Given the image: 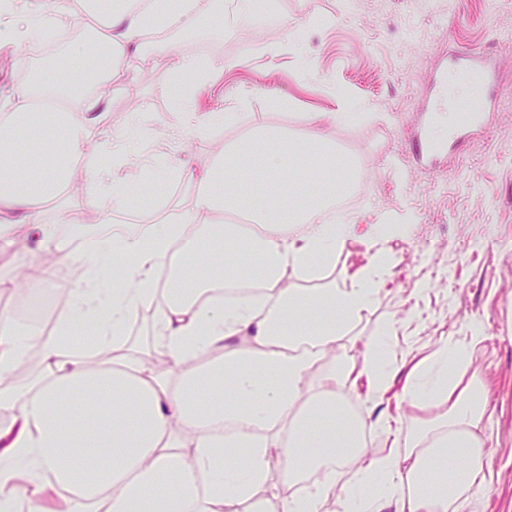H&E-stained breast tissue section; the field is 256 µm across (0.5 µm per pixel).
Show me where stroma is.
<instances>
[{
	"instance_id": "obj_1",
	"label": "stroma",
	"mask_w": 512,
	"mask_h": 512,
	"mask_svg": "<svg viewBox=\"0 0 512 512\" xmlns=\"http://www.w3.org/2000/svg\"><path fill=\"white\" fill-rule=\"evenodd\" d=\"M66 21L48 43L0 57V95L30 82L50 57L89 41L106 29L77 0H48ZM250 17L224 9L222 32L196 24L159 28L143 38L131 77L120 92H106L102 129L133 131L141 150L115 169L137 179L141 191L132 208L147 224L183 219L199 204L197 187L184 183V168L202 172L228 145L257 128L299 134L311 112H346L342 125L324 135L336 156L351 163L363 202L350 210L356 230L336 257L335 268L309 289L342 282L366 267L373 251V224H400L388 241L391 281L375 304L338 343L361 360L366 346L380 342L430 355L446 335L465 336L481 326L484 341L472 366L454 369L467 381L473 369L491 382L496 410L486 420L487 462L496 478L485 491L486 512H512V0H272ZM192 57L223 62L224 81L196 86L197 111L221 108L237 121L209 132L189 128L165 89L171 81L170 47ZM494 52L499 63L496 108L487 129L435 166L417 164L412 132L422 119L433 73L456 47ZM136 126H129L130 112ZM85 169L73 188L50 200L43 223L57 237L89 224L84 244L100 237L103 215L93 214L81 195ZM49 249L33 231L0 238V314L15 316L25 290H71L80 278L82 247L71 248L65 273L38 280L31 270Z\"/></svg>"
}]
</instances>
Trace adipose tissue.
Segmentation results:
<instances>
[{"label":"adipose tissue","mask_w":512,"mask_h":512,"mask_svg":"<svg viewBox=\"0 0 512 512\" xmlns=\"http://www.w3.org/2000/svg\"><path fill=\"white\" fill-rule=\"evenodd\" d=\"M86 8L108 27L94 47V72L85 73L84 52L75 49L0 100V211L35 225L59 265L71 256L42 214L68 181L72 153L94 137L119 158L135 144L123 132L98 136L105 99L83 88L92 81L118 90L132 68L128 48L153 23L152 0H86ZM62 24L47 0H6L0 56L50 40ZM345 120L342 112H313L303 136L266 132L222 151L206 177L181 171L186 183L204 184L201 207L212 215L235 207L243 180L258 184L256 223L184 220L139 235L116 232L86 251L59 327L93 321L110 358L90 363L56 337L0 319L1 380L32 348L45 362L28 389H0V512H14L21 494L27 512H326L331 502L339 512H485L480 490L494 478L482 428L490 382L478 369L462 386L451 374L471 362L474 341H441L411 368L405 401L441 409L414 438L392 431L385 416L354 419L346 409L344 387L366 378L368 399L377 402L396 364L380 344L358 362L334 351L390 271L382 225L370 229L376 250L365 270L316 292L301 287L335 262L354 231L351 222L326 221L352 172L336 166L322 127ZM86 166L93 206L107 214L131 205L132 182L97 157ZM163 266L175 284L162 289L154 276ZM243 277L259 290L209 299L217 281ZM149 308L155 350L174 370L169 379L126 342L127 325ZM375 427L387 430L388 452H369L365 436ZM346 456L350 477L341 483L336 470ZM450 459L454 473H441ZM276 464L295 494L272 488ZM79 465L91 476L76 479ZM307 469L313 480L304 479Z\"/></svg>","instance_id":"obj_1"}]
</instances>
